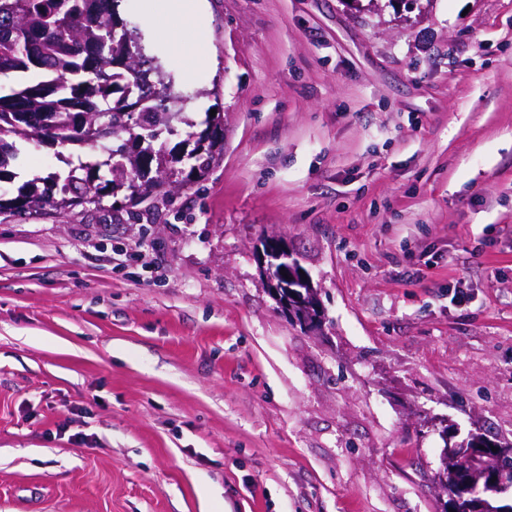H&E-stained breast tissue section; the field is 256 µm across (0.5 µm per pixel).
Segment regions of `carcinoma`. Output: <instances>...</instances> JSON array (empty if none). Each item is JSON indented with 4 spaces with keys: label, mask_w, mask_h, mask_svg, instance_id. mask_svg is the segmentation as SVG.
<instances>
[{
    "label": "carcinoma",
    "mask_w": 512,
    "mask_h": 512,
    "mask_svg": "<svg viewBox=\"0 0 512 512\" xmlns=\"http://www.w3.org/2000/svg\"><path fill=\"white\" fill-rule=\"evenodd\" d=\"M117 0H0V76L18 84L0 94V183L12 182L20 163L19 144L75 146L98 150L94 161L79 162L67 173L36 176L17 194L0 193V212L49 206L66 213L105 196L123 194L129 205L145 201L135 194L144 173L125 161L132 144L155 154H185L194 161L182 183L202 178L224 150L221 113H205L204 128L190 132L172 148L162 135L188 124L178 101L166 99L158 73L140 51L115 9ZM139 104L141 132H127V99ZM455 512H503L500 501L464 499L452 486Z\"/></svg>",
    "instance_id": "obj_1"
}]
</instances>
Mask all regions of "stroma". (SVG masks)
<instances>
[{"mask_svg":"<svg viewBox=\"0 0 512 512\" xmlns=\"http://www.w3.org/2000/svg\"><path fill=\"white\" fill-rule=\"evenodd\" d=\"M153 3L117 11L224 152L0 213V512H443L444 434L512 444V0H206L195 36ZM264 244V246L262 245ZM255 257L258 262V266L260 268V271L262 275L265 277L267 283L269 284L270 288H278L274 281L270 277V270L268 267L270 266V263L267 261L273 258H277L278 260H283L288 262V275L290 274V278L299 282L302 285V288H307L308 293L307 296L304 295V293L301 291L299 294L293 293L290 295V297H285L282 301L281 295L273 290L275 297L278 301L281 302V304L285 305L292 311L294 314L295 312H298L299 317L301 320L304 321H312L316 318L317 315L313 312V309L316 308L313 306V300L317 297V293L315 291V287L312 283L311 278L309 275H307L305 272H303L302 269H298V272H295V267L292 264H289L291 262V259L293 258V253L288 248V245L280 239H263L260 241V243L255 248Z\"/></svg>","mask_w":512,"mask_h":512,"instance_id":"stroma-1","label":"stroma"}]
</instances>
